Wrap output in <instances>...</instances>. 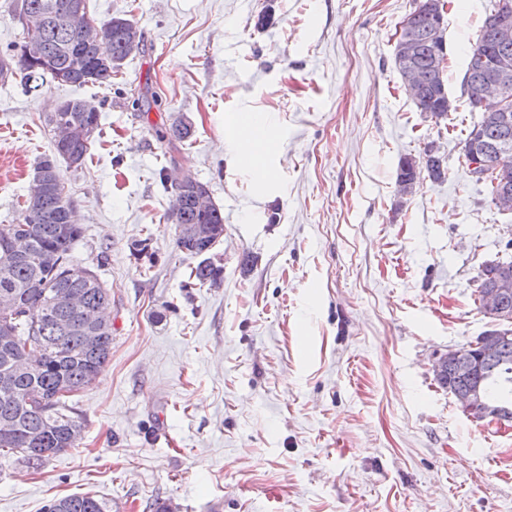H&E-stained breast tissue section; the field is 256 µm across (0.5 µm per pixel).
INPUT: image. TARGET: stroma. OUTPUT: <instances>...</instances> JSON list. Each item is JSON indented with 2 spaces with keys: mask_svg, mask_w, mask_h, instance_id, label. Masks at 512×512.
Listing matches in <instances>:
<instances>
[{
  "mask_svg": "<svg viewBox=\"0 0 512 512\" xmlns=\"http://www.w3.org/2000/svg\"><path fill=\"white\" fill-rule=\"evenodd\" d=\"M418 2L87 0L143 33L111 88L0 80V225L54 153L47 115L99 108L85 163L57 172L83 228L72 262L112 290V353L73 398L81 451H0V512L85 493L112 512H512V426L468 418L433 371L492 327L480 272L512 239L462 152L467 53L496 0H447L443 120L394 65ZM250 112L282 160L264 184L234 143ZM178 118L192 137L159 140ZM429 147L445 179L401 194L400 159ZM182 171L224 215L216 286L185 285L199 259L162 186Z\"/></svg>",
  "mask_w": 512,
  "mask_h": 512,
  "instance_id": "obj_1",
  "label": "stroma"
}]
</instances>
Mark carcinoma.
Returning a JSON list of instances; mask_svg holds the SVG:
<instances>
[{"mask_svg": "<svg viewBox=\"0 0 512 512\" xmlns=\"http://www.w3.org/2000/svg\"><path fill=\"white\" fill-rule=\"evenodd\" d=\"M429 0H419L411 12L415 31L420 39L416 64L422 87L413 96L417 109L439 119L448 116L447 104L438 93L446 87L444 66L435 57L428 40L433 16L427 8ZM98 27L109 32V39L100 48L85 47L86 33L56 23L41 34L38 51L21 41L12 52L0 55V78L17 75L27 85L32 80L44 81L63 75V83L74 86L112 84V74L121 62L143 49L140 29L130 20L113 17ZM512 58V41L504 44L490 22H485L472 46L462 79L463 94L470 111L488 82L481 60L500 54ZM48 125L65 127V140L53 141L54 157L39 161L33 178L42 182V191L28 197L16 224L0 225V293L8 292L15 306L5 323H0V424H9L8 434L0 436V450L18 453L27 459L43 460L67 449L80 447L85 429L84 420L69 404L70 396L89 387L108 362L112 350V324L103 311L112 300V292L96 274H83L71 261V251L82 235L75 223L73 204L56 172L61 158L71 165L84 164L96 134L100 133V111L91 102L73 98L61 104V110L46 119ZM191 125L176 120L162 137L179 141L191 138ZM508 141L512 143V120L506 126L479 119L469 130L463 143L464 156L473 150L489 148ZM419 162L404 157L399 162L396 182L405 184L417 179ZM429 176L445 178L441 157L433 150L425 152ZM172 223L183 229L195 228L193 236L178 233L176 247L199 255L215 248L224 236V216L209 197L206 186L188 177L171 213ZM26 240L27 256L16 259L8 254L4 243L10 238ZM223 267L204 259L191 269L186 287L211 286L221 280ZM512 279V257L485 265L480 274L478 294L495 283ZM82 297L76 310L64 306L71 293ZM98 331L100 342L95 349L84 344V331ZM499 334L495 356H485L475 349L474 373L465 379L447 367L439 386L454 394L477 387L486 399L502 410L504 421L512 422V329L494 328ZM43 512H108L106 501L89 494H72L45 505Z\"/></svg>", "mask_w": 512, "mask_h": 512, "instance_id": "carcinoma-1", "label": "carcinoma"}]
</instances>
